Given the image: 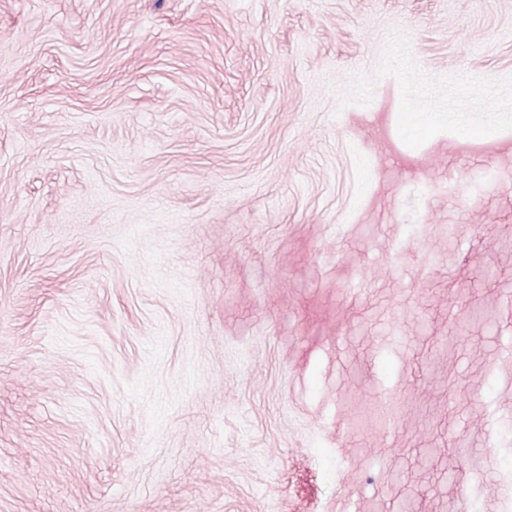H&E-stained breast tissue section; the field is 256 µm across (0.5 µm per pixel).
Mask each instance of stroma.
Listing matches in <instances>:
<instances>
[{"mask_svg":"<svg viewBox=\"0 0 512 512\" xmlns=\"http://www.w3.org/2000/svg\"><path fill=\"white\" fill-rule=\"evenodd\" d=\"M509 404L512 0H0V512H497Z\"/></svg>","mask_w":512,"mask_h":512,"instance_id":"1","label":"stroma"}]
</instances>
